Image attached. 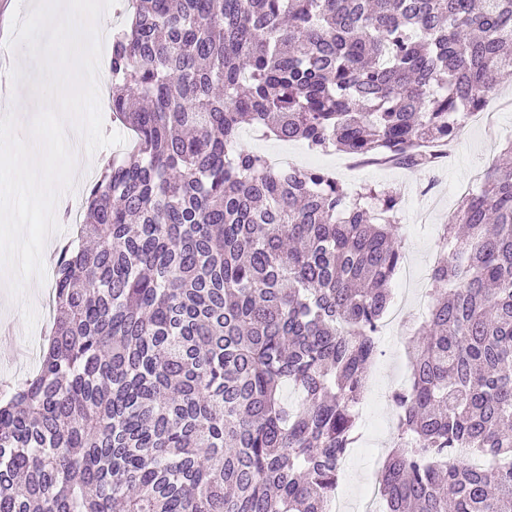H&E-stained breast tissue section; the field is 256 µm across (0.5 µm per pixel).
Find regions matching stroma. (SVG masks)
I'll return each mask as SVG.
<instances>
[{
  "instance_id": "1",
  "label": "stroma",
  "mask_w": 512,
  "mask_h": 512,
  "mask_svg": "<svg viewBox=\"0 0 512 512\" xmlns=\"http://www.w3.org/2000/svg\"><path fill=\"white\" fill-rule=\"evenodd\" d=\"M34 0H0V115L18 110L21 123H28L30 113L24 112L21 98L12 93L10 68L20 62L21 56L4 47L15 10L29 12ZM498 102L493 110L490 129L466 127L443 151L434 170H417L397 163L387 165L368 163L353 165L349 156L338 153H318L301 142H283L251 126L240 132L238 146L241 150L262 156L278 153L296 154L306 167L332 171L337 179L355 190L391 186L402 195L400 229L406 260L413 268L410 280L394 278L392 296L394 303L403 305L405 317L416 320L419 311L417 300L430 287L432 267L437 254L438 233L442 224L456 210L465 188L477 173L501 159V151L512 140V72L501 74L498 82ZM52 280L27 289L26 298L38 313L34 329H26L20 303L9 296L0 285V328H6L7 339L1 348L18 353V361L0 363V379L10 383L23 379L28 371L36 369L38 361L30 357L28 344L41 343L44 328L51 318L45 300L52 292ZM389 341L381 345V355L369 369L371 399L362 413L365 448H371V457H364L362 450H353L347 458L339 479L337 494L347 504H355L365 484L369 483L375 458L390 448L393 436L387 422L393 421L395 408L390 396L401 379L409 377L410 370L401 346L406 337L400 325L389 328Z\"/></svg>"
}]
</instances>
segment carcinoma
I'll use <instances>...</instances> for the list:
<instances>
[{
    "label": "carcinoma",
    "mask_w": 512,
    "mask_h": 512,
    "mask_svg": "<svg viewBox=\"0 0 512 512\" xmlns=\"http://www.w3.org/2000/svg\"><path fill=\"white\" fill-rule=\"evenodd\" d=\"M512 68V0H131L136 139L55 253L51 336L0 398V512H332L403 260L401 197L274 169L449 143ZM442 226L392 394L382 512H512V141ZM287 388L297 404L284 397Z\"/></svg>",
    "instance_id": "carcinoma-1"
}]
</instances>
